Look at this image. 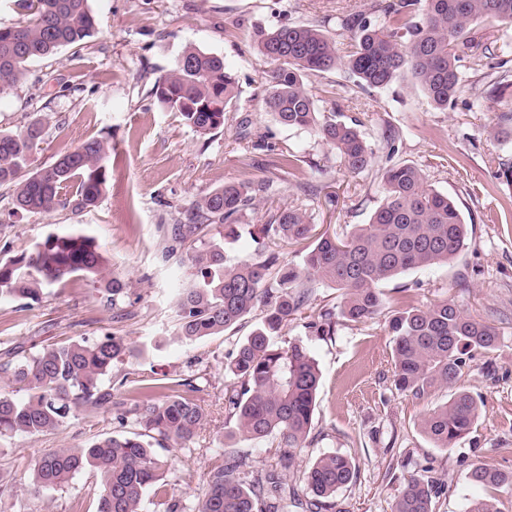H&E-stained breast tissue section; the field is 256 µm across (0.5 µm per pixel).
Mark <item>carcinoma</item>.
I'll use <instances>...</instances> for the list:
<instances>
[{
    "instance_id": "1",
    "label": "carcinoma",
    "mask_w": 512,
    "mask_h": 512,
    "mask_svg": "<svg viewBox=\"0 0 512 512\" xmlns=\"http://www.w3.org/2000/svg\"><path fill=\"white\" fill-rule=\"evenodd\" d=\"M26 12L22 23L0 27V96L25 77L26 65L62 47L79 45L95 29L88 0H17ZM383 15L373 23L351 12L338 24L350 32V48L341 55L335 40L316 25H281L257 34V48L273 64L261 100L266 112L290 128L312 131L332 147L345 169L355 175L371 167L375 151L358 129L336 113L320 111L306 77L335 70L348 72L360 87L387 88L409 76L434 108L455 104L462 87L461 62L485 66L472 53L473 25L496 18L512 27V0H390L378 5ZM238 81L224 60L187 48L174 67L153 87V95L200 136L224 126L225 114L238 97ZM35 121L16 132L0 131V186L14 188L16 211L51 214L71 203L77 209L96 204L111 176V147L89 139L61 154L48 166L28 170L40 143ZM384 197L366 224L344 237L317 231L311 216L298 207L270 210L265 231L275 240L306 244L299 266L271 259L263 263L224 261V231H234L252 205V186L228 183L193 199L186 221L166 228L170 238L188 246L190 262L201 281L175 295L176 334L188 341L216 335L241 325L257 307L265 315L224 365L233 380L225 394L224 424L245 441H270L280 449L279 464L289 469L295 451L306 447L316 407L320 370L299 343L277 341L282 330L311 304L314 284L340 292L338 310L324 311L306 323L317 336H333L341 322L362 323L385 307L380 285L416 268L446 263L467 246L468 232L458 207L448 195L426 184L423 170L393 164L383 173ZM107 258L97 242L84 235H49L28 254L0 262V299L36 301L43 287L84 277L104 279ZM102 298L112 306L124 296L118 278L106 281ZM393 336L391 359L395 387L415 399L437 386L454 387L465 367L478 355L491 353L499 332L465 314L448 300L425 309L404 304L388 320ZM0 374L14 386L0 392V437L36 438L62 426L72 415L108 405L137 430L125 436L97 438L82 448H57L38 457L31 468L33 485L42 493L61 489L75 475L89 471L99 479L97 512H185L182 501L161 482L165 461L160 451L190 440L204 413L191 397L174 394L162 400L112 401V368L137 352L123 337L100 336L48 344L29 356L4 352ZM478 402L457 391L422 420L421 429L438 448H448L467 435L478 417ZM356 468L340 454L317 458L304 472L312 496L288 497L277 478L254 464L242 451L214 467L196 512H324L329 499L353 482ZM474 482L494 488L512 487V471L477 467ZM442 492L433 479L411 477L394 501L392 512H434Z\"/></svg>"
}]
</instances>
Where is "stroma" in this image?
<instances>
[{
  "label": "stroma",
  "instance_id": "stroma-1",
  "mask_svg": "<svg viewBox=\"0 0 512 512\" xmlns=\"http://www.w3.org/2000/svg\"><path fill=\"white\" fill-rule=\"evenodd\" d=\"M378 0H89L96 27L82 45L32 60L26 77L0 97V130L14 132L41 121L43 140L29 165L53 163L65 150L92 138L112 146V178L94 206H60L48 215H13V191L0 187V259L32 249L52 234L77 233L101 245L109 276L125 294L117 306L102 299L95 283L75 277L47 285L39 301L0 300V354L18 347L33 353L57 342L104 334L143 346V353L112 369L118 399L143 394L162 398L172 390L192 394L204 420L194 437L164 453V477L177 498L202 499L209 472L224 459L251 451L259 468L280 471L286 488L304 492V470L325 454L351 459L357 477L335 496L338 512H392L411 475L428 472L444 489L435 512H468L472 501L492 500L498 512H512V489L473 482L479 466L512 471V189L496 177L512 165V89L486 95L489 69L463 68L455 107L442 112L429 104L408 77L384 89L359 87L344 71L307 77L320 110L338 120L363 123L370 142L389 127L401 142L394 159L377 151L370 172L348 173L334 150L306 130L278 124L256 92L269 65L257 50V33L283 24H325L337 46L349 39L336 25L340 14L373 16ZM189 46L223 57L238 81L239 95L223 127L201 136L181 117L162 108L151 90ZM269 147L252 149L240 138L241 118ZM295 153L285 174L278 147ZM421 168L428 185L448 194L468 229V246L445 264L410 270L386 282L388 307L405 301L420 308L449 300L500 332L497 348L477 358L455 388L431 389L415 400L394 384L392 338L386 315L337 326L335 335L308 332L309 318L339 305L333 288L316 286L305 314L285 332L317 360L321 382L306 448L295 466L280 470L279 451L266 442L228 435L224 427V365L258 322L252 313L236 329L192 343L176 339L174 290L198 280L182 246L160 227L181 220L189 202L228 182L259 185L276 180L279 193H257L239 223L235 239L224 242L227 263H300L299 248L264 235L271 205L299 206L316 224L343 233L368 223L383 196L382 174L390 162ZM132 381L121 384L123 374ZM470 392L480 405L471 432L451 448H438L421 422L454 390ZM118 423L110 409L78 413L52 433L30 439H0V486L16 499L0 512H97L99 485L92 473L76 475L61 490L37 492L29 462L56 448H81L98 435L134 430Z\"/></svg>",
  "mask_w": 512,
  "mask_h": 512
}]
</instances>
